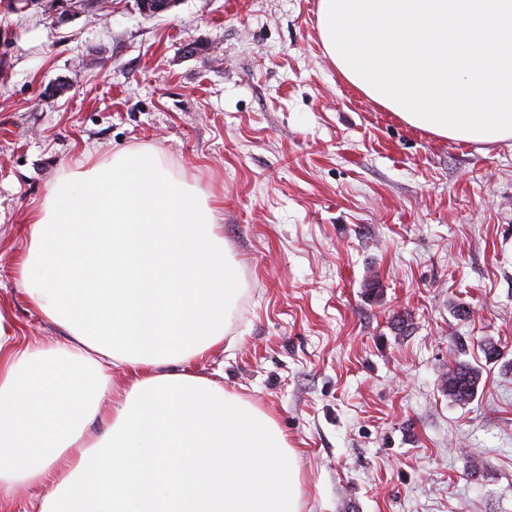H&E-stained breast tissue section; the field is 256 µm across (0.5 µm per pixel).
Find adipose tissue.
I'll list each match as a JSON object with an SVG mask.
<instances>
[{"label":"adipose tissue","instance_id":"adipose-tissue-1","mask_svg":"<svg viewBox=\"0 0 512 512\" xmlns=\"http://www.w3.org/2000/svg\"><path fill=\"white\" fill-rule=\"evenodd\" d=\"M26 237L29 301L65 334L0 323V501L31 484L30 512H302L273 416L188 371L243 291L209 195L152 151L86 153Z\"/></svg>","mask_w":512,"mask_h":512}]
</instances>
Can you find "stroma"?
Wrapping results in <instances>:
<instances>
[{
    "label": "stroma",
    "mask_w": 512,
    "mask_h": 512,
    "mask_svg": "<svg viewBox=\"0 0 512 512\" xmlns=\"http://www.w3.org/2000/svg\"><path fill=\"white\" fill-rule=\"evenodd\" d=\"M317 9L0 0V314L63 336L28 302L21 231L83 149L154 150L214 198L243 282L228 342L192 369L276 419L303 512H512V139L377 106ZM457 361L482 374L466 404L440 386Z\"/></svg>",
    "instance_id": "obj_1"
}]
</instances>
